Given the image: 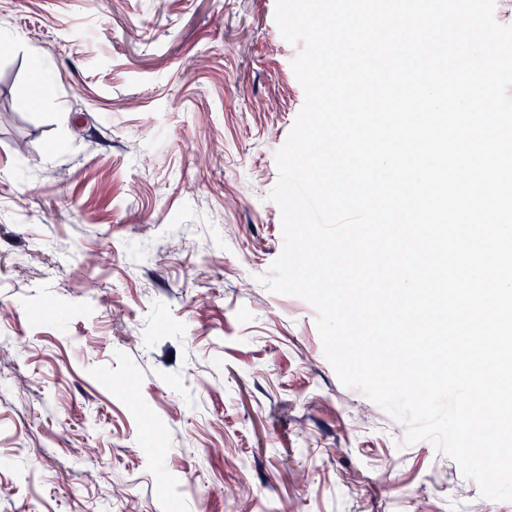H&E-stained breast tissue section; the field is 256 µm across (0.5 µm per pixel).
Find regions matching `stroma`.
Here are the masks:
<instances>
[{"label": "stroma", "mask_w": 512, "mask_h": 512, "mask_svg": "<svg viewBox=\"0 0 512 512\" xmlns=\"http://www.w3.org/2000/svg\"><path fill=\"white\" fill-rule=\"evenodd\" d=\"M3 41L0 512H512L258 281L304 103L275 0H0Z\"/></svg>", "instance_id": "35a3bbf8"}]
</instances>
